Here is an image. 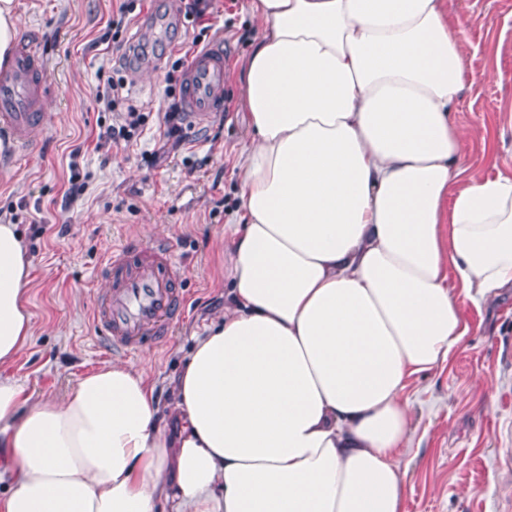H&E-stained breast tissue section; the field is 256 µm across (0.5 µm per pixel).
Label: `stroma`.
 I'll use <instances>...</instances> for the list:
<instances>
[{"label": "stroma", "mask_w": 512, "mask_h": 512, "mask_svg": "<svg viewBox=\"0 0 512 512\" xmlns=\"http://www.w3.org/2000/svg\"><path fill=\"white\" fill-rule=\"evenodd\" d=\"M23 39L36 43L53 82L47 121L28 147L0 145V219L17 224L33 257L27 292L35 336L9 374L38 395L63 397L82 375L108 362L145 370L160 399L180 374L195 336L224 310V228L239 192L240 146L249 140L240 102L244 60L261 29L249 0H210L207 40L223 38L224 89L231 108L187 125L178 150L160 129L169 100L165 66L181 57L200 27L186 0H139L127 32L147 57L97 40L116 0H15ZM467 50L469 78L457 124L473 131L460 160L466 174L512 171V0H447ZM123 65L124 96L149 120L129 146L96 150L92 104L100 65ZM78 158H71L74 148ZM157 154L154 166L143 152ZM90 173L88 190L64 204L71 162ZM168 238L186 269L187 309L172 336L134 357L113 352L92 322L99 275L113 246ZM468 336L447 362L413 379L406 512H512V291L476 305L463 301Z\"/></svg>", "instance_id": "obj_1"}]
</instances>
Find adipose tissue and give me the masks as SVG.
Wrapping results in <instances>:
<instances>
[{
  "instance_id": "ef3b65f1",
  "label": "adipose tissue",
  "mask_w": 512,
  "mask_h": 512,
  "mask_svg": "<svg viewBox=\"0 0 512 512\" xmlns=\"http://www.w3.org/2000/svg\"><path fill=\"white\" fill-rule=\"evenodd\" d=\"M254 135L222 316L169 410L110 362L66 396L7 369L33 258L0 222V512H405L406 389L512 287V174L463 177L446 0H250Z\"/></svg>"
}]
</instances>
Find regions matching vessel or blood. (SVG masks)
Segmentation results:
<instances>
[{
    "instance_id": "1",
    "label": "vessel or blood",
    "mask_w": 512,
    "mask_h": 512,
    "mask_svg": "<svg viewBox=\"0 0 512 512\" xmlns=\"http://www.w3.org/2000/svg\"><path fill=\"white\" fill-rule=\"evenodd\" d=\"M227 54L217 40L192 55L182 78L185 115L204 124L224 107ZM49 89L46 69L35 44L23 41L0 67V132L20 146L45 121L43 99ZM107 281L96 297L92 320L113 348L129 354L168 336L186 304L185 272L167 241L144 246L130 241L113 249L101 265Z\"/></svg>"
}]
</instances>
